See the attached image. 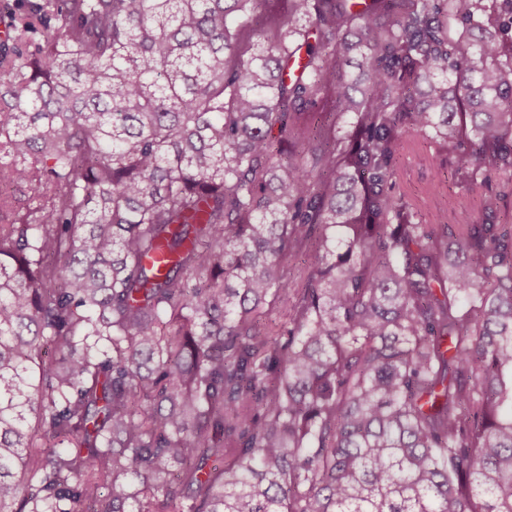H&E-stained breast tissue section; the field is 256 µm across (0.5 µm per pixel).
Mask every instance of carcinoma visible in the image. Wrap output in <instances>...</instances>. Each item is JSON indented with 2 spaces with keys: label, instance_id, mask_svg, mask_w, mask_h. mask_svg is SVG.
<instances>
[{
  "label": "carcinoma",
  "instance_id": "cac0c4a2",
  "mask_svg": "<svg viewBox=\"0 0 512 512\" xmlns=\"http://www.w3.org/2000/svg\"><path fill=\"white\" fill-rule=\"evenodd\" d=\"M264 2L0 0V512H512V0ZM397 162L400 171L397 191L413 204L420 223L460 224L462 218L457 213L456 200L467 194L476 219L512 224V184L504 189L506 196L498 200L496 209L486 210L485 199L489 192L480 188L469 190L467 180L455 171L448 154L434 141L403 135ZM434 184H439V188L434 189Z\"/></svg>",
  "mask_w": 512,
  "mask_h": 512
}]
</instances>
